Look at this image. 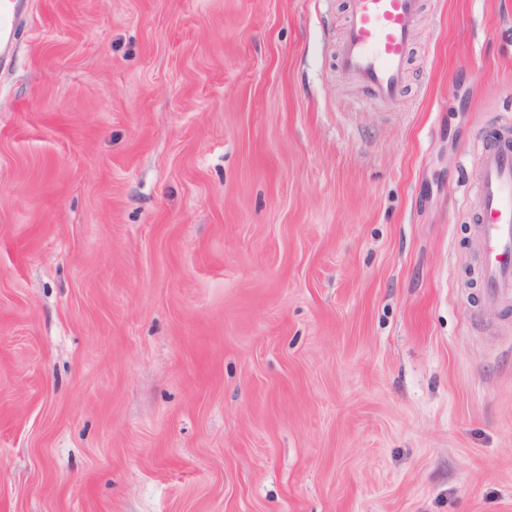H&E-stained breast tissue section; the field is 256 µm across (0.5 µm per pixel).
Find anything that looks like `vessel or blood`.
<instances>
[{"label":"vessel or blood","mask_w":512,"mask_h":512,"mask_svg":"<svg viewBox=\"0 0 512 512\" xmlns=\"http://www.w3.org/2000/svg\"><path fill=\"white\" fill-rule=\"evenodd\" d=\"M424 0H352L337 62L377 99L400 100L408 47ZM29 0H0V57L15 40V22ZM473 232L480 249L484 304H512V120H499L482 137L474 170Z\"/></svg>","instance_id":"b4317fda"}]
</instances>
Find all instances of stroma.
Instances as JSON below:
<instances>
[{
    "label": "stroma",
    "instance_id": "35a3bbf8",
    "mask_svg": "<svg viewBox=\"0 0 512 512\" xmlns=\"http://www.w3.org/2000/svg\"><path fill=\"white\" fill-rule=\"evenodd\" d=\"M31 0L0 65V512H512L474 144L512 0ZM424 0H353L337 62L377 99L401 98L408 47Z\"/></svg>",
    "mask_w": 512,
    "mask_h": 512
}]
</instances>
